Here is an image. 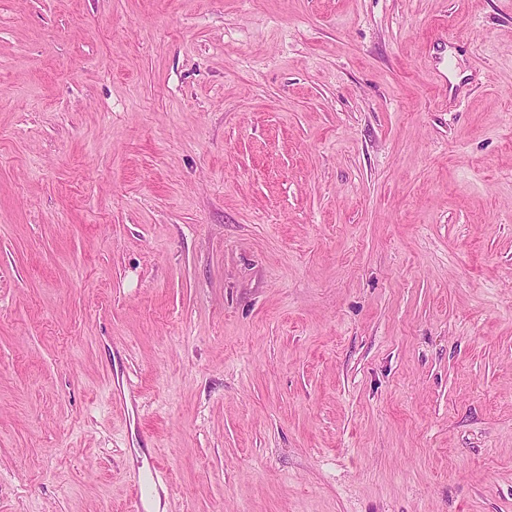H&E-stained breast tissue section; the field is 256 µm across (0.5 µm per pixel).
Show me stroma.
Here are the masks:
<instances>
[{"label": "stroma", "mask_w": 512, "mask_h": 512, "mask_svg": "<svg viewBox=\"0 0 512 512\" xmlns=\"http://www.w3.org/2000/svg\"><path fill=\"white\" fill-rule=\"evenodd\" d=\"M512 0H0V512H512Z\"/></svg>", "instance_id": "35a3bbf8"}]
</instances>
